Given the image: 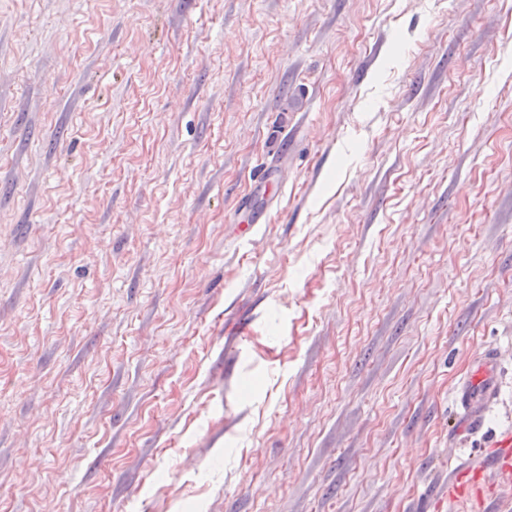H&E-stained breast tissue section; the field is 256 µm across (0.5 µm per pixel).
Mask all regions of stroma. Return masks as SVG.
<instances>
[{"label":"stroma","mask_w":512,"mask_h":512,"mask_svg":"<svg viewBox=\"0 0 512 512\" xmlns=\"http://www.w3.org/2000/svg\"><path fill=\"white\" fill-rule=\"evenodd\" d=\"M509 430L512 0H0V512H512ZM500 369L494 352L481 348L475 354V364L462 377L454 391L453 401L462 414L466 431L483 430L487 410L501 391Z\"/></svg>","instance_id":"1"}]
</instances>
